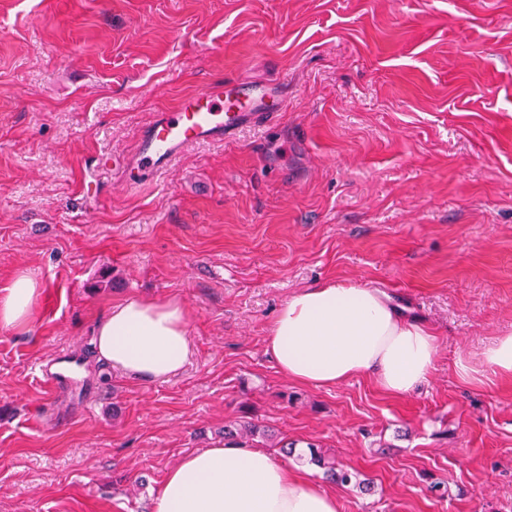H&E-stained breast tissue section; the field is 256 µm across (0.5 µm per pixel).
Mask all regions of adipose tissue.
Here are the masks:
<instances>
[{
  "label": "adipose tissue",
  "mask_w": 512,
  "mask_h": 512,
  "mask_svg": "<svg viewBox=\"0 0 512 512\" xmlns=\"http://www.w3.org/2000/svg\"><path fill=\"white\" fill-rule=\"evenodd\" d=\"M45 288L28 271H14L0 289V326L27 327ZM92 345L97 362L129 380L166 381L182 372L193 354L188 310L177 300L124 299L95 323ZM267 349L279 372L296 384L330 389L368 377L387 394L404 396L427 379L436 340L387 293L327 281L282 303ZM485 367L512 380V334L498 337L480 360L457 364L466 382L478 381ZM153 512H341V507L335 494L288 469L270 451L218 439L166 472Z\"/></svg>",
  "instance_id": "adipose-tissue-1"
}]
</instances>
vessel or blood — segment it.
<instances>
[{"label":"vessel or blood","mask_w":512,"mask_h":512,"mask_svg":"<svg viewBox=\"0 0 512 512\" xmlns=\"http://www.w3.org/2000/svg\"><path fill=\"white\" fill-rule=\"evenodd\" d=\"M274 87L239 77L211 83L183 97L169 112L158 113L127 162V186L137 189L142 173H160L193 142L233 137L247 125H259L273 116L269 105Z\"/></svg>","instance_id":"obj_1"}]
</instances>
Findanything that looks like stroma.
I'll use <instances>...</instances> for the list:
<instances>
[{"instance_id": "1", "label": "stroma", "mask_w": 512, "mask_h": 512, "mask_svg": "<svg viewBox=\"0 0 512 512\" xmlns=\"http://www.w3.org/2000/svg\"><path fill=\"white\" fill-rule=\"evenodd\" d=\"M283 74L275 122L127 189L156 113ZM19 267L47 292L0 327V512H151L240 421L292 443L289 467L315 446L357 470L371 494L313 470L341 512H512V382L456 368L512 331V0H0V287ZM336 279L433 330L415 391L281 376L279 306ZM136 295L191 312L168 381L93 355L96 319ZM61 359L83 376L46 382Z\"/></svg>"}]
</instances>
